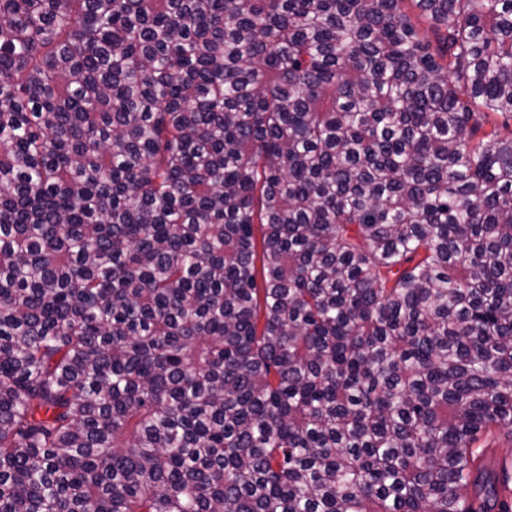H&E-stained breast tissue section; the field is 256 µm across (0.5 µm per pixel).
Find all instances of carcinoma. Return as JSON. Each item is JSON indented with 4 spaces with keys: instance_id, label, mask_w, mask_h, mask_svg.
<instances>
[{
    "instance_id": "carcinoma-1",
    "label": "carcinoma",
    "mask_w": 512,
    "mask_h": 512,
    "mask_svg": "<svg viewBox=\"0 0 512 512\" xmlns=\"http://www.w3.org/2000/svg\"><path fill=\"white\" fill-rule=\"evenodd\" d=\"M503 429L512 0H0V512H512Z\"/></svg>"
}]
</instances>
